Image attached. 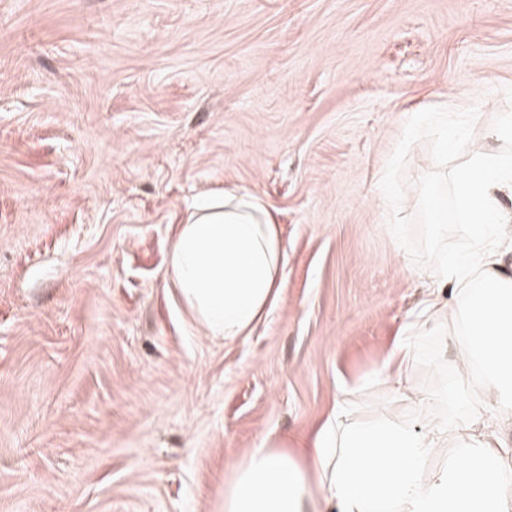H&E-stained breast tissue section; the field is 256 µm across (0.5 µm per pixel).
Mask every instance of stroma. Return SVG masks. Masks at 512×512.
<instances>
[{"instance_id": "1", "label": "stroma", "mask_w": 512, "mask_h": 512, "mask_svg": "<svg viewBox=\"0 0 512 512\" xmlns=\"http://www.w3.org/2000/svg\"><path fill=\"white\" fill-rule=\"evenodd\" d=\"M417 112L465 115L446 165ZM512 117V0H0V512H223L233 464L301 447L379 377L446 251L431 202ZM281 228L234 342L167 280L198 197ZM440 392L455 337L407 340Z\"/></svg>"}]
</instances>
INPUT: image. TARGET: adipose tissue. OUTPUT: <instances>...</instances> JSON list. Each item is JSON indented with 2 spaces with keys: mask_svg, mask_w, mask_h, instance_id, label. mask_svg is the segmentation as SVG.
I'll list each match as a JSON object with an SVG mask.
<instances>
[{
  "mask_svg": "<svg viewBox=\"0 0 512 512\" xmlns=\"http://www.w3.org/2000/svg\"><path fill=\"white\" fill-rule=\"evenodd\" d=\"M512 157L486 152L455 179L468 245L444 254L420 321L407 336H460L448 410L470 426L464 436L430 420L433 400L404 386L406 345L388 356L383 381L414 415L400 422L351 423L341 400L310 448L272 445L238 460L224 483V512H512ZM285 249L276 220L248 191H228L194 206L172 241L167 275L193 322L232 341L248 335L274 304ZM451 298H444V291ZM482 377L481 400L466 379ZM448 458L428 462L439 449Z\"/></svg>",
  "mask_w": 512,
  "mask_h": 512,
  "instance_id": "obj_1",
  "label": "adipose tissue"
}]
</instances>
